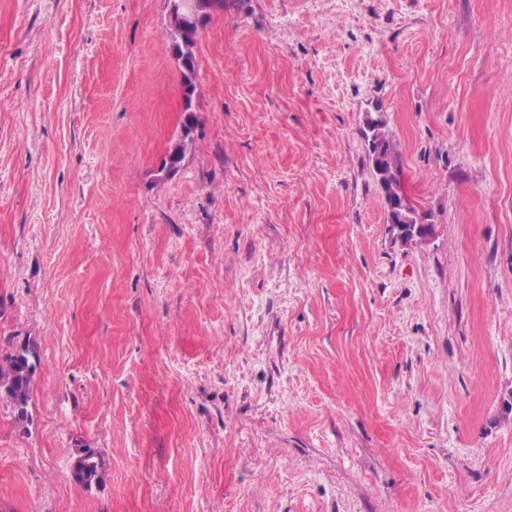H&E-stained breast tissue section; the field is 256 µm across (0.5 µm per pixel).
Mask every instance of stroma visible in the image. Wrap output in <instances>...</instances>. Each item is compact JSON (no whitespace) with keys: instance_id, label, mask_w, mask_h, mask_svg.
Instances as JSON below:
<instances>
[{"instance_id":"35a3bbf8","label":"stroma","mask_w":512,"mask_h":512,"mask_svg":"<svg viewBox=\"0 0 512 512\" xmlns=\"http://www.w3.org/2000/svg\"><path fill=\"white\" fill-rule=\"evenodd\" d=\"M170 44L166 0H0V512H512V0H224L190 116ZM373 112L374 115L371 113L367 115V130L363 129V135L368 144V156L372 164V170L381 194L383 193L384 205H386V198L392 191L393 183H397V178L394 175L391 177H381L379 171L381 168H384L389 172V163L391 161L396 165L397 171L402 172L401 159L388 129V121L382 105L376 104ZM380 149L381 153H379ZM403 228V230H400ZM393 236L404 244H427L433 237L432 228L429 224H398ZM37 366V357L26 348L0 359V394L8 398L17 414L24 420L30 399V386ZM72 478L80 486L91 488L93 484H99L103 480L96 451L93 448H83L76 457Z\"/></svg>"}]
</instances>
